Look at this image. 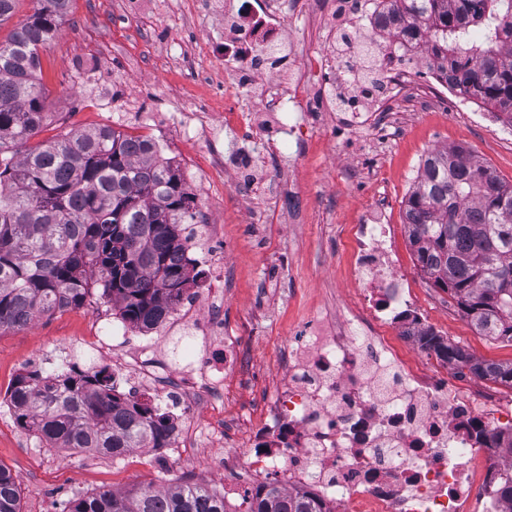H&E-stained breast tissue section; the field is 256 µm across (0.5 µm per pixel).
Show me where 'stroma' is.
Segmentation results:
<instances>
[{"label": "stroma", "instance_id": "1", "mask_svg": "<svg viewBox=\"0 0 512 512\" xmlns=\"http://www.w3.org/2000/svg\"><path fill=\"white\" fill-rule=\"evenodd\" d=\"M285 34L311 55L343 47L326 28L300 19ZM223 43L224 11L217 0H71L58 32L40 50L49 120L38 141L97 127L133 135L142 119L165 127L189 105L218 136L212 143L174 138L176 154L190 161L182 171L186 185L208 171L209 153L216 148L242 160L244 176L263 181L264 188L240 201L233 184L218 178L206 200L212 219L224 226L230 259L220 272L198 267L195 288H222L224 333L236 337L248 371L226 383L223 404L201 406L189 422L201 435L220 431L223 449L193 445L159 470L143 457L45 448L18 426L3 399L20 373L72 364L119 368V356L88 345L96 316L113 310L101 289H92L82 307L0 331V465L21 489L22 512H61L72 495L102 489L162 488L208 476L237 484L238 475L222 469L218 455L247 454L250 437L242 421L260 422L298 328L323 315L339 317L354 303L352 227L363 216L392 225L399 262L411 274L413 302L431 330L478 359L512 363V343L479 335L448 292L420 275L405 224L406 201L428 152L464 146L512 183V140L484 122L456 119L452 102L411 99L390 116L395 128L390 139L357 136L342 146L326 128L327 114L310 108L294 115L302 126L306 161L293 169L288 150L262 146L274 136L278 118L262 87L238 100L225 99ZM239 110L258 116L257 133L225 124V113ZM272 211L287 217L276 236L247 221Z\"/></svg>", "mask_w": 512, "mask_h": 512}]
</instances>
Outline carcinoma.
Returning <instances> with one entry per match:
<instances>
[{
  "label": "carcinoma",
  "instance_id": "1",
  "mask_svg": "<svg viewBox=\"0 0 512 512\" xmlns=\"http://www.w3.org/2000/svg\"><path fill=\"white\" fill-rule=\"evenodd\" d=\"M70 0H36L0 40V330L83 305L91 283L122 320L151 329L195 281L183 258L195 201L154 146L108 127L28 145L45 124L40 49ZM394 20L428 38L426 62L463 93L512 118V0H389ZM480 25V42L470 27ZM417 267L456 300L482 336L512 342V183L466 148H435L406 202ZM455 367L512 387V364L459 352ZM16 423L50 448L119 457L169 447L166 416L116 393L106 369L20 374L10 388ZM0 467V512H21ZM62 512H227L224 495L185 480L155 489L75 495ZM246 512H323L276 482Z\"/></svg>",
  "mask_w": 512,
  "mask_h": 512
}]
</instances>
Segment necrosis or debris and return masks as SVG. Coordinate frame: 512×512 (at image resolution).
<instances>
[{"instance_id": "necrosis-or-debris-1", "label": "necrosis or debris", "mask_w": 512, "mask_h": 512, "mask_svg": "<svg viewBox=\"0 0 512 512\" xmlns=\"http://www.w3.org/2000/svg\"><path fill=\"white\" fill-rule=\"evenodd\" d=\"M321 17L351 42L368 37L378 48L381 88L356 82L344 114L334 116L336 137L351 131L381 135L380 113L416 97L454 98L457 112L480 115L476 99L460 95L441 71L420 81L407 68L424 38L406 39L387 13V0H288L289 19ZM226 99L264 83L275 108L300 109L314 88L344 83L348 69L332 52L303 57L285 41L281 22L266 19L253 0L224 15ZM184 243L196 261L223 268L229 249L221 224L200 210ZM353 287L367 292L369 308L343 318H320L291 340L286 373L262 409V425L247 456L228 454L224 467L248 471L252 487L277 481L302 491L325 512H512L497 487L512 446V400L493 387L462 390L449 380L450 364L429 349L426 327L413 309L407 275L395 260L387 225L366 218L353 228ZM182 323L187 337L205 345L175 384L157 390V370L167 369L165 336ZM125 365V394L163 409L169 448L185 447L187 421L201 401L220 403L239 369L237 351L224 336L222 305L200 293L185 295L154 327ZM430 356L431 365L407 357ZM225 353L224 367L214 357Z\"/></svg>"}]
</instances>
